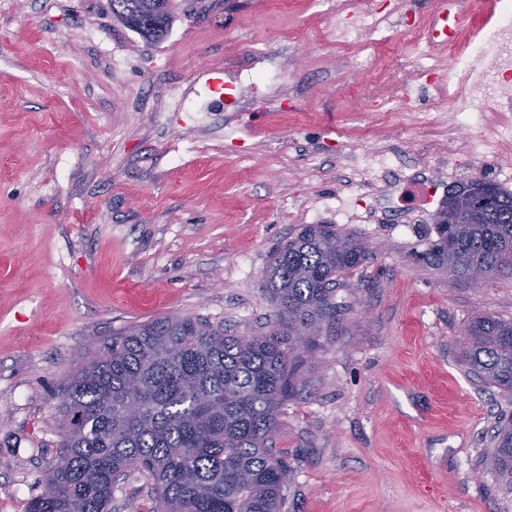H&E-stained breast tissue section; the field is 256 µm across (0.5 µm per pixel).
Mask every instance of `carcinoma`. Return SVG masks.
<instances>
[{"label": "carcinoma", "instance_id": "obj_1", "mask_svg": "<svg viewBox=\"0 0 512 512\" xmlns=\"http://www.w3.org/2000/svg\"><path fill=\"white\" fill-rule=\"evenodd\" d=\"M112 19L147 40L163 37L174 0H108ZM486 204L457 224L448 203L424 260L453 280L512 275V192L484 180ZM365 260L332 224L307 225L267 269L275 325L229 334L192 315H168L115 336L83 357L62 388L64 463L44 473L26 512H111L134 473L151 484L149 512H281L291 469L272 448L303 350L336 327L339 281ZM474 374L512 394V322L492 315L464 331ZM487 465L512 493V424L497 429Z\"/></svg>", "mask_w": 512, "mask_h": 512}]
</instances>
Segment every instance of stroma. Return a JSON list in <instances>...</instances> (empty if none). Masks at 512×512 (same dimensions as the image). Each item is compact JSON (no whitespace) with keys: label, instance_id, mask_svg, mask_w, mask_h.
I'll return each mask as SVG.
<instances>
[{"label":"stroma","instance_id":"stroma-1","mask_svg":"<svg viewBox=\"0 0 512 512\" xmlns=\"http://www.w3.org/2000/svg\"><path fill=\"white\" fill-rule=\"evenodd\" d=\"M326 0H193L164 40L107 0H0V512H25L61 458V385L134 326L197 315L269 330L272 257L306 225L365 248L281 408L282 512H512L485 465L512 396L476 376L465 327L512 321V277L475 288L426 264L474 127L424 93L419 55L337 44ZM282 61L210 101L212 73ZM357 95H350V86ZM406 189L404 207L390 193ZM487 141L484 139H476L470 143H462L460 145L454 142L448 143V165H459L462 157L472 158L477 154H483L487 148Z\"/></svg>","mask_w":512,"mask_h":512}]
</instances>
